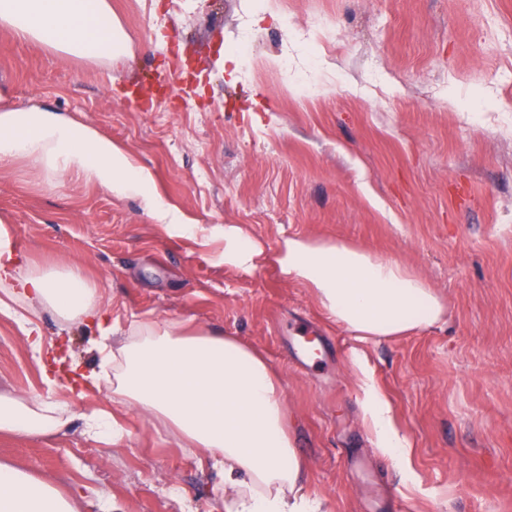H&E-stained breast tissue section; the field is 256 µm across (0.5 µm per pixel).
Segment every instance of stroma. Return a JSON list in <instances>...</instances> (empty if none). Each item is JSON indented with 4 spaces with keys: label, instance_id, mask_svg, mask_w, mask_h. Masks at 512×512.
<instances>
[{
    "label": "stroma",
    "instance_id": "stroma-1",
    "mask_svg": "<svg viewBox=\"0 0 512 512\" xmlns=\"http://www.w3.org/2000/svg\"><path fill=\"white\" fill-rule=\"evenodd\" d=\"M129 39L105 65L0 27V103H39L91 125L201 226L180 235L140 199L54 185L0 166V216L32 260L81 267L120 323L165 318L236 337L279 374L288 433L323 512H512V0H111ZM234 54L236 77L222 61ZM258 242L245 271L217 225ZM297 235L400 262L446 301L442 322L362 345L275 262ZM45 342L97 370L95 330ZM322 336L324 364L295 359ZM361 349L410 444L401 471L360 404ZM0 314V390L70 403L44 437L0 435V460L72 491L78 512H208L221 493L194 451L145 415L117 444L84 416L109 387L72 398ZM298 346L297 357L305 366L314 367L323 362V349L317 336L309 330H302L294 336Z\"/></svg>",
    "mask_w": 512,
    "mask_h": 512
}]
</instances>
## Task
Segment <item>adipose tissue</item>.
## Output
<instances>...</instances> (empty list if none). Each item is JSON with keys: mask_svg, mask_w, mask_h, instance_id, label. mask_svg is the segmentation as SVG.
<instances>
[{"mask_svg": "<svg viewBox=\"0 0 512 512\" xmlns=\"http://www.w3.org/2000/svg\"><path fill=\"white\" fill-rule=\"evenodd\" d=\"M0 26L16 37L75 58L123 59L128 37L109 0H0ZM26 161L34 170L101 186L118 198L138 197L180 234L198 227L159 201L151 172L96 128L39 106L0 107V165ZM224 260L249 270L262 253L240 227L225 225ZM278 266L288 280L312 288L321 309L354 338L405 336L439 322L445 301L397 261L345 242L291 236ZM62 326H96L99 370L91 386L108 385L120 411L97 409L85 432L120 442L124 411L150 417L198 449L199 468L221 477L224 512H321L302 481L303 461L284 424V393L271 365L235 337L187 319L121 325L111 320L81 268L23 259L12 226L0 220V314L12 317L33 351L43 349L42 311ZM365 414L380 448L398 463L407 444L389 401L364 380ZM68 403L0 394V434L43 436L65 422ZM0 512H75L70 493L0 462Z\"/></svg>", "mask_w": 512, "mask_h": 512, "instance_id": "ef3b65f1", "label": "adipose tissue"}]
</instances>
